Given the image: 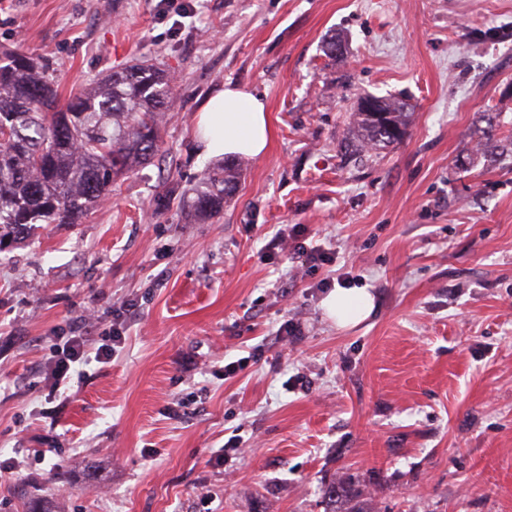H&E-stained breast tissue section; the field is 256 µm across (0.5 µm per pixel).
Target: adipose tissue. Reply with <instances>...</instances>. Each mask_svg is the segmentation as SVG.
Listing matches in <instances>:
<instances>
[{"instance_id":"obj_1","label":"adipose tissue","mask_w":512,"mask_h":512,"mask_svg":"<svg viewBox=\"0 0 512 512\" xmlns=\"http://www.w3.org/2000/svg\"><path fill=\"white\" fill-rule=\"evenodd\" d=\"M195 126L202 151L209 158L256 157L266 151L271 139L265 98L230 83L207 98ZM323 307L336 325L354 326L371 315L374 298L365 288H339L325 297Z\"/></svg>"}]
</instances>
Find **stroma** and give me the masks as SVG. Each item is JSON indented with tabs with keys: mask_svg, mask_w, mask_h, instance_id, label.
I'll return each mask as SVG.
<instances>
[{
	"mask_svg": "<svg viewBox=\"0 0 512 512\" xmlns=\"http://www.w3.org/2000/svg\"><path fill=\"white\" fill-rule=\"evenodd\" d=\"M183 3L0 0V50L48 61L61 98L138 60L175 96L158 156L0 252V461L21 463L0 512H324L343 472L365 512H512V157L456 166L485 113L512 133V0ZM229 82L272 136L202 221L194 117ZM366 94L405 99L409 133L342 153ZM286 224L335 264L269 256ZM362 287L373 314L336 327L325 296ZM89 310L90 349L124 339L54 392V339Z\"/></svg>",
	"mask_w": 512,
	"mask_h": 512,
	"instance_id": "1",
	"label": "stroma"
}]
</instances>
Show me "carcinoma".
<instances>
[{
    "label": "carcinoma",
    "instance_id": "obj_1",
    "mask_svg": "<svg viewBox=\"0 0 512 512\" xmlns=\"http://www.w3.org/2000/svg\"><path fill=\"white\" fill-rule=\"evenodd\" d=\"M48 65L20 50L0 56V251L38 224H77L121 177L135 174L162 149L159 116L174 100L171 78L144 61L93 82L61 101ZM354 152L401 142L410 113L397 99L363 96ZM240 164L226 159L204 171L191 207L212 218L238 189ZM352 475L323 490L326 512H366Z\"/></svg>",
    "mask_w": 512,
    "mask_h": 512
}]
</instances>
